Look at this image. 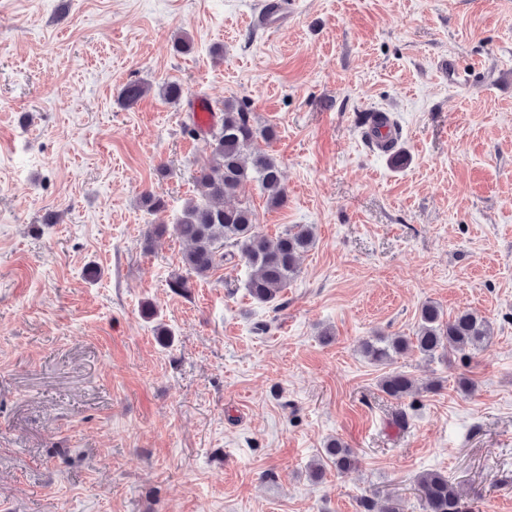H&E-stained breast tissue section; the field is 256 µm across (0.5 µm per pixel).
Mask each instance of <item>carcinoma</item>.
Returning a JSON list of instances; mask_svg holds the SVG:
<instances>
[{
    "label": "carcinoma",
    "instance_id": "obj_1",
    "mask_svg": "<svg viewBox=\"0 0 512 512\" xmlns=\"http://www.w3.org/2000/svg\"><path fill=\"white\" fill-rule=\"evenodd\" d=\"M151 89L149 83L130 82L122 87L119 101L132 106ZM159 94L170 103H178L184 90L180 83L167 80L159 85ZM205 135L210 137L211 155L195 176L198 196L187 201L181 218L173 225L174 233L191 244L183 256L185 267L206 276L225 258L237 256L249 270L245 288L250 297L274 304L296 277L300 256L313 247V228L298 224L268 237L259 231L249 207H227L224 200L236 196L244 183L254 181L267 193L270 206L286 203L279 161L261 148V143L276 138L275 127L255 124L244 103L227 99L221 122ZM488 336L489 324L477 313L463 310L446 318L438 306L428 302L420 307L414 336H377L364 341L362 351L380 365L390 363L392 354L410 347L430 358L448 354L466 359L484 347ZM380 387L389 397L400 399L412 390L413 382L407 374L393 371L381 379ZM324 456L338 472L357 463L352 451L338 439L327 443ZM417 487L425 512H467L457 486L447 475L423 473Z\"/></svg>",
    "mask_w": 512,
    "mask_h": 512
}]
</instances>
